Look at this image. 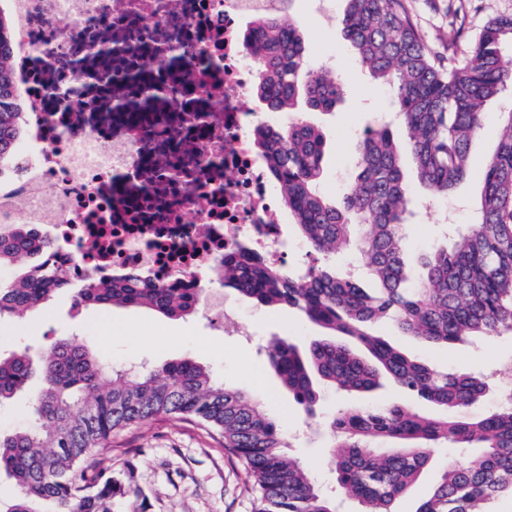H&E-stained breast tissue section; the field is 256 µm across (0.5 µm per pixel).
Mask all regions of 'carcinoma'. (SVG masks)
I'll list each match as a JSON object with an SVG mask.
<instances>
[{
  "label": "carcinoma",
  "instance_id": "1",
  "mask_svg": "<svg viewBox=\"0 0 512 512\" xmlns=\"http://www.w3.org/2000/svg\"><path fill=\"white\" fill-rule=\"evenodd\" d=\"M344 2V38L371 77L391 88L420 185L435 197L447 195L468 174L485 105L512 85V70L504 65L512 17L487 20L463 50L465 20L451 22L444 55L427 45L405 0ZM12 36L0 11V179L14 169L24 128L8 59ZM244 44L258 62L253 92L270 111L292 112L301 91L313 111L330 112L342 102V82L308 65L304 40L291 22L259 18ZM254 141L312 251L327 261L351 241L365 268L363 279L338 277L327 267L287 272L248 248L224 255V286L260 305L296 309L325 331L305 349L284 339L267 347L268 363L294 400L311 413L320 383L363 396L385 374L409 394L446 409L439 419L401 403L339 412L329 423L338 486L357 501L358 512H396L394 505L430 461L427 449L443 442L476 452L449 463L413 512H490L491 501L512 498V403L480 417L454 415L479 402L487 382L435 369L374 331L386 319L405 335L445 346L512 332V111L502 115L476 221L426 254L415 275L404 260L409 188L388 127L364 134L357 178L341 208L318 187L325 139L317 128L298 118L285 129L261 124ZM53 253L27 224L0 231V270L24 265L10 282L0 280V317L33 312L63 289L74 292L77 304L101 309L147 307L182 317L199 305L196 289L165 288L136 276L85 280ZM366 278L379 283L376 292L363 288ZM33 371L24 349L0 357V406L25 389ZM42 376L43 391L31 405L34 422L0 433V473L18 487L0 512H40V502L50 505L46 512H117L114 505L126 500L131 512H148L133 466L114 473L96 454L112 432L160 415L200 420L221 437L247 467L258 492L256 512H337L310 472L286 457L284 437L261 407L193 361L159 370L116 369L83 345L54 342L45 349Z\"/></svg>",
  "mask_w": 512,
  "mask_h": 512
}]
</instances>
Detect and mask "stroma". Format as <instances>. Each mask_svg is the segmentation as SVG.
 Instances as JSON below:
<instances>
[{
  "label": "stroma",
  "mask_w": 512,
  "mask_h": 512,
  "mask_svg": "<svg viewBox=\"0 0 512 512\" xmlns=\"http://www.w3.org/2000/svg\"><path fill=\"white\" fill-rule=\"evenodd\" d=\"M407 5L427 41L442 50L448 47V12L457 6L467 12L466 39L470 42L489 17L512 16V0H407ZM343 9V0H296L292 12L310 64L335 70L345 85L344 101L336 111L297 107L298 117L324 134L327 154L320 189L336 204L355 177L356 149L365 129L389 125L401 151L409 149L405 130L388 121L392 110L389 86L370 78L343 36ZM510 110L512 86L486 106L483 129L471 145L470 170L448 196L425 201L414 171H407L414 197V215L404 229L410 264L445 245L441 224L472 223L484 168L499 140L498 115ZM222 294L223 307L202 305L189 316L171 319L145 307L77 309L70 292L64 290L25 318H0V354L25 347L37 357L48 342L74 341L118 369L143 362L159 368L170 362L194 361L226 386L246 390L258 400L285 436L290 456L310 470L323 493L337 494L335 465L325 448L326 425L332 415L357 404V396L323 389L315 416H307L269 367L264 352L271 337L303 345L318 336V328L297 311L257 305L230 288ZM391 339L429 365L483 376L488 388L482 401L473 405L475 413H490L512 397V387L501 384L503 378L512 376L511 333L445 347L397 332ZM429 454L428 468L397 503L398 512H414L447 469L449 459L460 457L461 452L439 445ZM99 457L116 472L134 466L137 485L149 498L151 512H255L256 492L245 465L200 422L152 418L113 433Z\"/></svg>",
  "instance_id": "1"
}]
</instances>
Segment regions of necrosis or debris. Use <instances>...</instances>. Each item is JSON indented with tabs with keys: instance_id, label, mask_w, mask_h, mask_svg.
Instances as JSON below:
<instances>
[{
	"instance_id": "4bbe7bcc",
	"label": "necrosis or debris",
	"mask_w": 512,
	"mask_h": 512,
	"mask_svg": "<svg viewBox=\"0 0 512 512\" xmlns=\"http://www.w3.org/2000/svg\"><path fill=\"white\" fill-rule=\"evenodd\" d=\"M0 3L26 112L1 224L36 225L93 280L217 286L241 246L287 267L243 26L289 0Z\"/></svg>"
}]
</instances>
